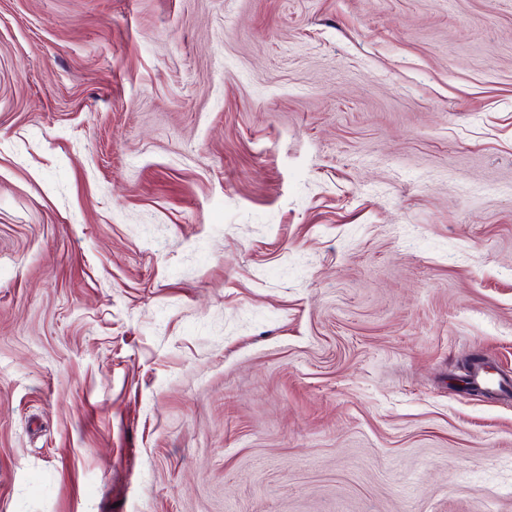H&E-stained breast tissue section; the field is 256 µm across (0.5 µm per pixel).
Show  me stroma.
Here are the masks:
<instances>
[{
    "mask_svg": "<svg viewBox=\"0 0 512 512\" xmlns=\"http://www.w3.org/2000/svg\"><path fill=\"white\" fill-rule=\"evenodd\" d=\"M512 0H0V512H512ZM469 388L475 387L491 397L510 398L512 378L499 372H489L486 367H476L466 377Z\"/></svg>",
    "mask_w": 512,
    "mask_h": 512,
    "instance_id": "35a3bbf8",
    "label": "stroma"
}]
</instances>
